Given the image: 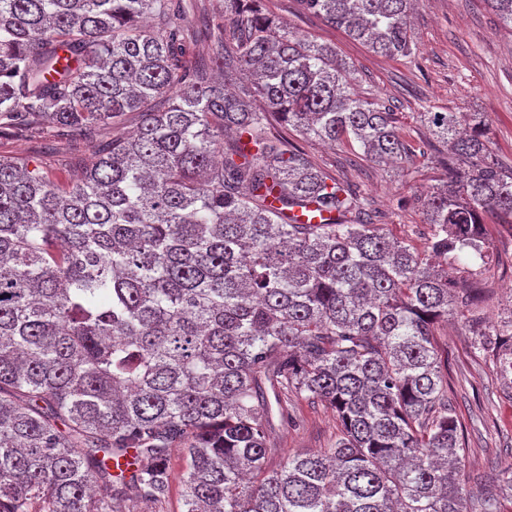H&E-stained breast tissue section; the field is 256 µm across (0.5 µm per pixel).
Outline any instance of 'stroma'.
I'll use <instances>...</instances> for the list:
<instances>
[{"mask_svg": "<svg viewBox=\"0 0 512 512\" xmlns=\"http://www.w3.org/2000/svg\"><path fill=\"white\" fill-rule=\"evenodd\" d=\"M270 12L296 35L335 45L351 66V84L363 99L380 100L395 112L403 134L423 146L411 163L377 165L366 161L356 142L322 145L288 131L291 145L303 150L325 172L358 188L382 216L388 236L426 251L428 229L417 195L443 177L448 151L431 139L423 122L427 112H481L487 121L492 156L512 169V29L504 27L485 0H421L413 16L416 52L407 60L379 56L351 40L343 29L301 11L297 0H264ZM138 113H127L91 137L45 141L19 134L0 136V155L34 159L55 175L78 173L94 159L97 144L134 131ZM487 249L484 264L463 267L448 261V273L480 287L478 303L440 324L436 338L448 356V402L467 428L460 458L472 490L487 488L512 512V489L501 481L512 467V402L502 393L491 361L472 347L473 323L491 326L512 317V218H484ZM293 423L276 429L279 449L269 467L287 457L323 451L336 441V416L324 405L293 400Z\"/></svg>", "mask_w": 512, "mask_h": 512, "instance_id": "obj_1", "label": "stroma"}]
</instances>
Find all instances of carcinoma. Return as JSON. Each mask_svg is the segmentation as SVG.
<instances>
[{
	"label": "carcinoma",
	"instance_id": "obj_1",
	"mask_svg": "<svg viewBox=\"0 0 512 512\" xmlns=\"http://www.w3.org/2000/svg\"><path fill=\"white\" fill-rule=\"evenodd\" d=\"M299 2L377 54L414 53L419 0ZM195 3L0 0V135L141 113L74 180L0 156V512H134L176 480L184 512H467L435 328L477 288L387 238L276 125L374 162L417 149L350 91L335 47L294 38L263 0H224L228 34L191 32ZM489 4L512 28V0ZM192 37L250 86L184 67ZM423 117L452 152L419 198L430 249L480 258L484 216L512 217V170L489 161L483 113ZM473 348L512 400V319ZM300 397L336 413V444L270 469L272 406L286 423Z\"/></svg>",
	"mask_w": 512,
	"mask_h": 512
}]
</instances>
